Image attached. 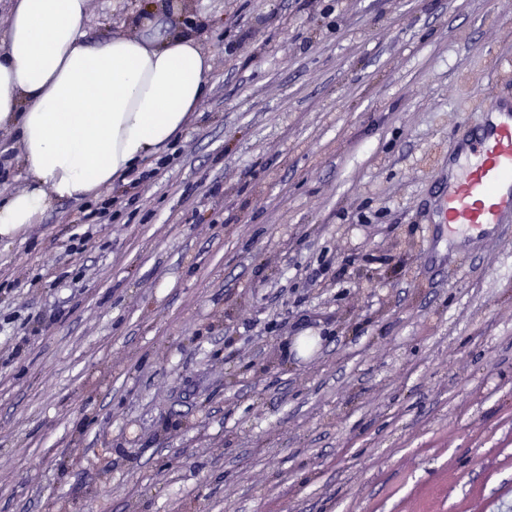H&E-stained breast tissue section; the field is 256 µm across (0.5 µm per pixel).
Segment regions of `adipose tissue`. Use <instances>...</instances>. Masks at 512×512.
<instances>
[{"label":"adipose tissue","mask_w":512,"mask_h":512,"mask_svg":"<svg viewBox=\"0 0 512 512\" xmlns=\"http://www.w3.org/2000/svg\"><path fill=\"white\" fill-rule=\"evenodd\" d=\"M87 0H14L0 33V126L16 129L27 184L0 199V236L53 200L93 197L158 152L208 90L210 57L145 20L140 36L85 45Z\"/></svg>","instance_id":"1"}]
</instances>
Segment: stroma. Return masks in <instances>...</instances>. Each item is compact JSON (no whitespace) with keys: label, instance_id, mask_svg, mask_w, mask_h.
Listing matches in <instances>:
<instances>
[{"label":"stroma","instance_id":"35a3bbf8","mask_svg":"<svg viewBox=\"0 0 512 512\" xmlns=\"http://www.w3.org/2000/svg\"><path fill=\"white\" fill-rule=\"evenodd\" d=\"M152 6L209 90L138 199L0 239V512H512V228L435 215L512 0H89L87 42Z\"/></svg>","mask_w":512,"mask_h":512}]
</instances>
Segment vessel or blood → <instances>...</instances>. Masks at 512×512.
Wrapping results in <instances>:
<instances>
[{
	"instance_id": "vessel-or-blood-1",
	"label": "vessel or blood",
	"mask_w": 512,
	"mask_h": 512,
	"mask_svg": "<svg viewBox=\"0 0 512 512\" xmlns=\"http://www.w3.org/2000/svg\"><path fill=\"white\" fill-rule=\"evenodd\" d=\"M484 111V124L459 131L458 148L448 156L438 217L452 233L491 234L512 223V105L493 98Z\"/></svg>"
}]
</instances>
